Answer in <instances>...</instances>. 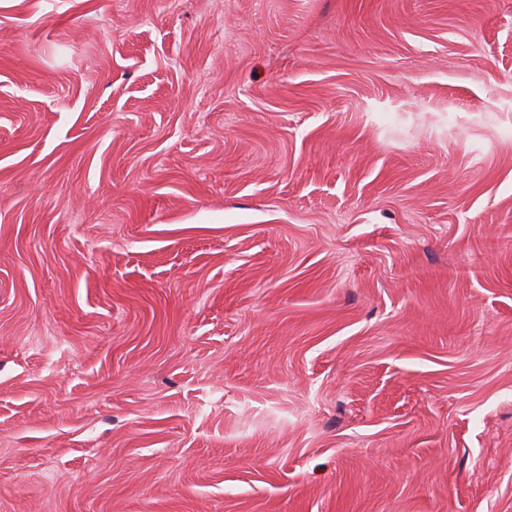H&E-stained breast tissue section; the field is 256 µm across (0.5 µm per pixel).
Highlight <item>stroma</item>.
Here are the masks:
<instances>
[{
  "label": "stroma",
  "instance_id": "stroma-1",
  "mask_svg": "<svg viewBox=\"0 0 512 512\" xmlns=\"http://www.w3.org/2000/svg\"><path fill=\"white\" fill-rule=\"evenodd\" d=\"M0 512H512V0H0Z\"/></svg>",
  "mask_w": 512,
  "mask_h": 512
}]
</instances>
